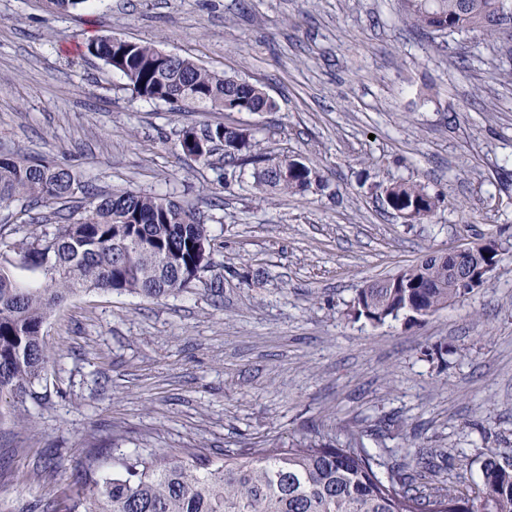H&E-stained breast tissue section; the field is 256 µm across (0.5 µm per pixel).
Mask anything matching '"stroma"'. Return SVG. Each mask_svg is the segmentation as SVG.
I'll list each match as a JSON object with an SVG mask.
<instances>
[{"label":"stroma","instance_id":"1","mask_svg":"<svg viewBox=\"0 0 512 512\" xmlns=\"http://www.w3.org/2000/svg\"><path fill=\"white\" fill-rule=\"evenodd\" d=\"M112 36L152 43L260 85L274 112L172 110L132 94L86 53ZM249 130L322 187L267 195L254 168L184 157V129ZM42 157L98 195L193 205L212 265L160 299L71 297L44 326L54 366L0 420V512H41L104 449L215 453L303 437L358 438L403 463L431 452L427 490L469 491L484 451L512 454V53L478 32L428 38L400 0H0V155ZM439 199L408 224L394 182ZM42 216L39 224L29 215ZM65 206L0 203V256L53 234ZM488 237V283L424 319L374 323L362 286L432 251Z\"/></svg>","mask_w":512,"mask_h":512}]
</instances>
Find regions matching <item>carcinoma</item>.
I'll use <instances>...</instances> for the list:
<instances>
[{
  "label": "carcinoma",
  "instance_id": "1",
  "mask_svg": "<svg viewBox=\"0 0 512 512\" xmlns=\"http://www.w3.org/2000/svg\"><path fill=\"white\" fill-rule=\"evenodd\" d=\"M405 19L422 34L481 32L512 43V0H401ZM88 54L113 66L133 92L173 109L203 104L222 112H274L260 87L220 76L188 58L161 59L150 43L116 45L101 37ZM241 128L224 124L182 132V153L207 163L222 147L236 162L251 158L255 186L298 194L312 186L311 169L287 156L270 159ZM78 187L71 172L42 159L0 157V202L15 198L67 203ZM388 207L407 223L431 217L438 199L425 186L395 182ZM77 216L50 238L20 243L18 270L38 272L25 286L0 266V416L7 397L21 400L43 379L52 356L42 343L51 313L71 296L90 290L144 299L178 294L201 281L211 266L210 225L188 204L162 195L85 192ZM401 278L419 287L395 288ZM461 298L448 259L432 253L398 273L367 283L354 311L374 323L399 314L423 318ZM100 448L89 451L63 498L47 497L43 512H512V456L488 448L475 496L450 487L426 493L410 465H388L358 439L335 447L312 438L286 448H226L214 458L205 448H143L112 459L100 471Z\"/></svg>",
  "mask_w": 512,
  "mask_h": 512
}]
</instances>
